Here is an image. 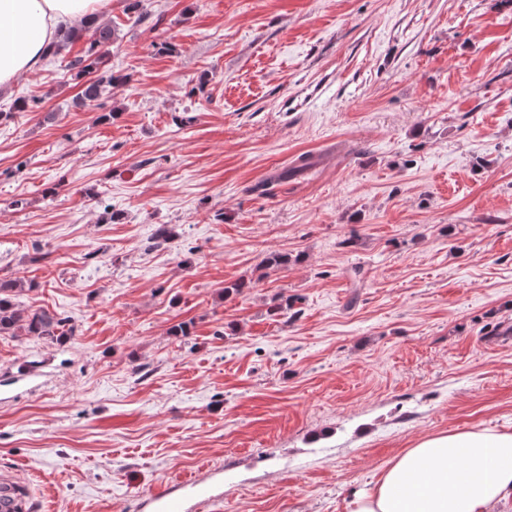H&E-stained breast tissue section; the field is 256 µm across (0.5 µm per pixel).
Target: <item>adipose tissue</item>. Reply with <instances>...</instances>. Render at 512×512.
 Listing matches in <instances>:
<instances>
[{"instance_id":"obj_1","label":"adipose tissue","mask_w":512,"mask_h":512,"mask_svg":"<svg viewBox=\"0 0 512 512\" xmlns=\"http://www.w3.org/2000/svg\"><path fill=\"white\" fill-rule=\"evenodd\" d=\"M112 0H0V86L35 71L59 31L98 21ZM512 498V433L424 438L392 460L350 512H490Z\"/></svg>"}]
</instances>
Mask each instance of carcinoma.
<instances>
[{
    "label": "carcinoma",
    "mask_w": 512,
    "mask_h": 512,
    "mask_svg": "<svg viewBox=\"0 0 512 512\" xmlns=\"http://www.w3.org/2000/svg\"><path fill=\"white\" fill-rule=\"evenodd\" d=\"M89 35V47L86 55L76 56L69 60L67 67L83 76L91 72H101V75L87 82L81 92V104L96 101L102 94L104 85H112L125 80L106 71H100L104 58L109 54V47L117 41V29L107 22L97 23L93 28H80L74 33H68L63 39L47 44L43 51V59L55 61L70 44ZM22 291V283L12 279L0 280V334H19L37 336L51 343L62 342L74 335V328L68 326V320L60 314L44 309L25 312L17 308L13 302L17 293Z\"/></svg>",
    "instance_id": "cac0c4a2"
}]
</instances>
